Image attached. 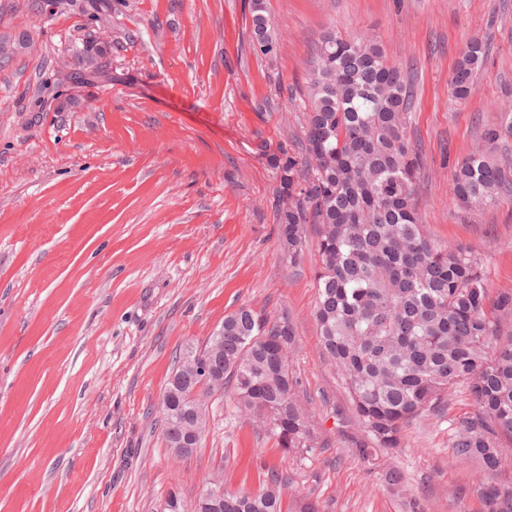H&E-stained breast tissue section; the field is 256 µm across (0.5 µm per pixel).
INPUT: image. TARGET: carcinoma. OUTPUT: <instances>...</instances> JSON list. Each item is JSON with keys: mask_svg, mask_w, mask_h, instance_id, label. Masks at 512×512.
<instances>
[{"mask_svg": "<svg viewBox=\"0 0 512 512\" xmlns=\"http://www.w3.org/2000/svg\"><path fill=\"white\" fill-rule=\"evenodd\" d=\"M254 50L274 59L278 41L264 0H249ZM488 58L470 41L450 79L462 105ZM93 41L76 53L73 84L102 66ZM299 107L307 112L301 152L269 155L277 181V228L292 263L302 258L306 227L318 239L315 318L321 345L354 408L363 437L358 456L400 447L402 431L426 412L465 391L472 412L448 432V448L476 467L486 512H512V484L497 482L512 447V291L490 295L476 253L433 241L421 224L417 186L423 168L408 136L410 87L370 36L328 32ZM512 138V108L484 128L477 146L456 166L455 198L468 210L512 193V164L492 149ZM295 333L288 317L272 321L241 306L199 348L188 347L157 404L163 437L175 461L185 439L201 446L207 422L193 403L233 397L235 413L275 440L283 457L315 448V418L298 394L289 353ZM209 357L214 374L190 381L192 360ZM286 479L276 470L257 491L224 490V501L202 512H318L300 500L284 506Z\"/></svg>", "mask_w": 512, "mask_h": 512, "instance_id": "carcinoma-1", "label": "carcinoma"}]
</instances>
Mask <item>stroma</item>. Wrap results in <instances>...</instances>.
I'll use <instances>...</instances> for the list:
<instances>
[{
    "label": "stroma",
    "instance_id": "obj_1",
    "mask_svg": "<svg viewBox=\"0 0 512 512\" xmlns=\"http://www.w3.org/2000/svg\"><path fill=\"white\" fill-rule=\"evenodd\" d=\"M248 3L74 0L44 18L32 0H0V512H161L172 495L193 512L216 471L255 490L280 468L320 512H485L448 448L468 394L375 462L356 454L314 318L316 235L288 262L268 156L300 145L296 100L323 35L372 34L411 87L430 236L474 248L490 291H512V195L468 215L452 193L512 96V0H265L273 62L251 46ZM91 37L109 64L73 85ZM474 38L491 53L459 106L450 77ZM243 305L293 324L318 446L282 460L213 398L201 447L175 463L155 406L179 354Z\"/></svg>",
    "mask_w": 512,
    "mask_h": 512
}]
</instances>
